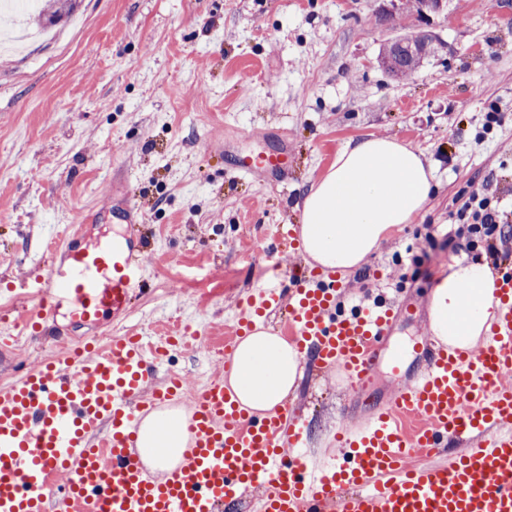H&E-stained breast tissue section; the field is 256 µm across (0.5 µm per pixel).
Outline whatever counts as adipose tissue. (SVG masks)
Listing matches in <instances>:
<instances>
[{
    "instance_id": "adipose-tissue-1",
    "label": "adipose tissue",
    "mask_w": 512,
    "mask_h": 512,
    "mask_svg": "<svg viewBox=\"0 0 512 512\" xmlns=\"http://www.w3.org/2000/svg\"><path fill=\"white\" fill-rule=\"evenodd\" d=\"M437 189L421 153L393 138L348 143L325 175L304 193L298 229L304 254L321 268H359L395 229L425 216ZM494 278L488 266L453 261L431 294L430 330L451 350H467L487 337ZM300 353L280 333L256 329L238 343L229 384L248 413L272 410L295 392ZM184 409L148 416L138 448L150 468L172 465L187 443Z\"/></svg>"
}]
</instances>
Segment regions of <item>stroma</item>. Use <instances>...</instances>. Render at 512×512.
<instances>
[{"label":"stroma","instance_id":"35a3bbf8","mask_svg":"<svg viewBox=\"0 0 512 512\" xmlns=\"http://www.w3.org/2000/svg\"><path fill=\"white\" fill-rule=\"evenodd\" d=\"M381 0H82L52 31L18 22L27 39L0 49V289L44 273L46 244L85 219L94 242L125 231L140 204L153 291L126 321L146 336L168 323L204 328L210 343L175 352L186 386L223 372L217 343L274 271L305 264L277 252L276 231L348 142L390 137L431 163L438 190L366 264L342 275L337 313L355 304L413 308L391 346L427 332L429 295L456 258L488 263L481 239L453 247L469 183L489 182L512 212V0H448L440 15L406 12L382 25ZM427 31L434 46L411 74L379 65L384 45ZM252 84L240 96L239 80ZM499 126L483 134L485 114ZM287 133L292 173L271 187L232 169L233 155L276 150ZM188 289L169 291L166 271ZM58 316L47 336L0 362V387L60 341L93 335ZM309 424L308 451L355 422L337 371L303 373L290 397Z\"/></svg>","mask_w":512,"mask_h":512}]
</instances>
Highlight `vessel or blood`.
I'll return each instance as SVG.
<instances>
[{
    "label": "vessel or blood",
    "mask_w": 512,
    "mask_h": 512,
    "mask_svg": "<svg viewBox=\"0 0 512 512\" xmlns=\"http://www.w3.org/2000/svg\"><path fill=\"white\" fill-rule=\"evenodd\" d=\"M287 160L282 149L236 170L276 176ZM139 214L127 205L126 234L99 246L70 236L0 336L10 350L62 313L117 327L108 344L66 346L0 389V512H237L252 494L261 512H512V274L495 280L488 341L467 352L426 336L388 349L403 307L335 314L341 283L332 274L298 272L251 297L224 336L225 355L284 302L302 361L338 368L356 392L383 360L407 376L361 422L337 426L332 440L345 457L316 462L292 404L247 414L220 375L186 396L182 380L159 376L168 351L120 331L149 286L131 228ZM174 405L186 411L188 447L174 467L147 471L137 452L143 421ZM452 436L473 444L444 464H411Z\"/></svg>",
    "instance_id": "b4317fda"
}]
</instances>
